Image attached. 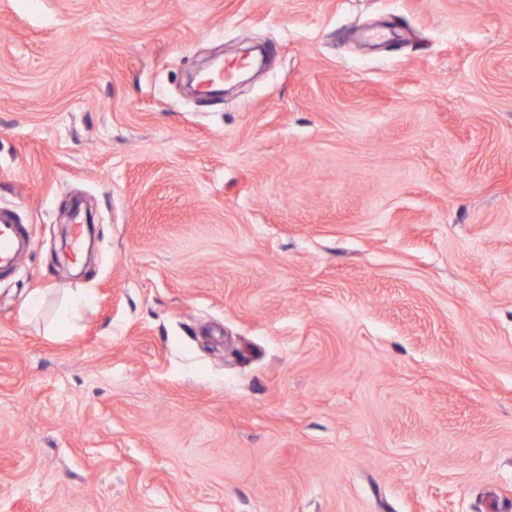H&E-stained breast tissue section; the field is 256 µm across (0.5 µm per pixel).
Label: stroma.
I'll use <instances>...</instances> for the list:
<instances>
[{
	"mask_svg": "<svg viewBox=\"0 0 512 512\" xmlns=\"http://www.w3.org/2000/svg\"><path fill=\"white\" fill-rule=\"evenodd\" d=\"M1 208L0 512H512V0H0ZM32 244V230L10 210H0V275L14 271Z\"/></svg>",
	"mask_w": 512,
	"mask_h": 512,
	"instance_id": "obj_1",
	"label": "stroma"
}]
</instances>
